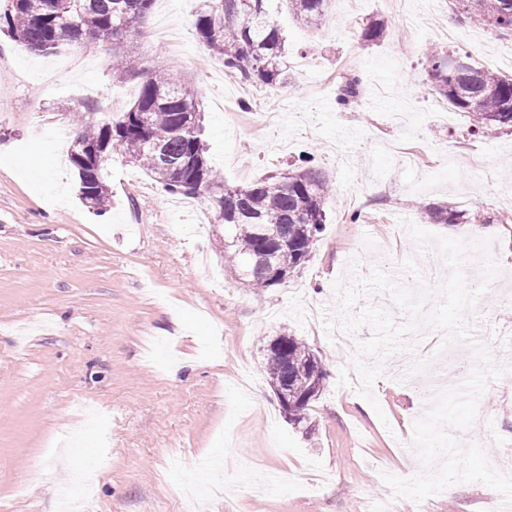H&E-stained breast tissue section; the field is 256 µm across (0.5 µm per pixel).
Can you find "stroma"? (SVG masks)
<instances>
[{"label":"stroma","mask_w":512,"mask_h":512,"mask_svg":"<svg viewBox=\"0 0 512 512\" xmlns=\"http://www.w3.org/2000/svg\"><path fill=\"white\" fill-rule=\"evenodd\" d=\"M199 0H157L142 27L136 68L163 66L195 87L205 114L207 156L226 182L243 185L306 156L333 196L309 262L285 283L250 288L224 268L218 209L198 214L121 155L107 166L112 204L94 215L72 197L66 159L70 110L90 87L100 111H126L138 80L115 84L111 51L81 53L42 87L37 56L0 35V512H59L79 468L96 475L93 512H489L512 500V482L485 466L512 446V131L467 135L469 119L427 82L424 52L466 51L512 74V37L469 23L456 0H332L320 30L271 0L287 38L289 86L270 90L226 75L193 36ZM383 36L361 38L369 20ZM350 65L366 74L359 105L336 106L324 76ZM483 162L470 168V158ZM366 206L350 222L355 199ZM438 203L476 224L429 232L489 243L501 273L464 267L481 294L473 335L442 348L423 328L386 358L372 393L356 388L353 359L370 328L344 334L335 279L357 264H383L405 283L402 264L446 269L435 246L420 248L406 221L417 202ZM298 337L322 359L325 388L311 431L284 417L267 379L264 348ZM178 378L169 373L175 363ZM456 377H448V370ZM483 406L488 420L471 411ZM460 434L481 442L455 459L433 454ZM220 456L203 474L202 459ZM412 458L414 480L401 459Z\"/></svg>","instance_id":"obj_1"}]
</instances>
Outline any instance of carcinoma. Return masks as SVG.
I'll use <instances>...</instances> for the list:
<instances>
[{"label": "carcinoma", "instance_id": "obj_1", "mask_svg": "<svg viewBox=\"0 0 512 512\" xmlns=\"http://www.w3.org/2000/svg\"><path fill=\"white\" fill-rule=\"evenodd\" d=\"M155 0H11L0 12V33L23 50L50 55L60 49L82 52L140 33ZM268 0H202L194 24L198 43L224 62L225 72L243 84L280 89L290 83L285 36L268 9ZM466 18L493 31L512 34V0H458ZM330 0H288L304 26L317 29ZM456 51L425 54L433 90L472 117L470 134L512 127V78L474 64L448 69ZM141 78L133 105L125 112L92 122L91 108L78 113L79 132L68 157L78 175L77 195L98 214L111 206L104 171L112 154L130 159L173 195L198 198L218 207L224 221V266L252 288H272L280 277L309 262L314 241L326 223L331 187L311 160L278 175L231 186L210 165L200 123L186 125L185 113L201 112L194 90L170 69L134 70L128 61L112 62V78L122 83ZM361 78L340 86L337 104L349 108L360 94ZM426 224H463L468 215L443 205L418 206ZM266 369L285 417L296 427L310 423L311 403L324 388L322 360L295 336H278L267 344Z\"/></svg>", "mask_w": 512, "mask_h": 512}]
</instances>
